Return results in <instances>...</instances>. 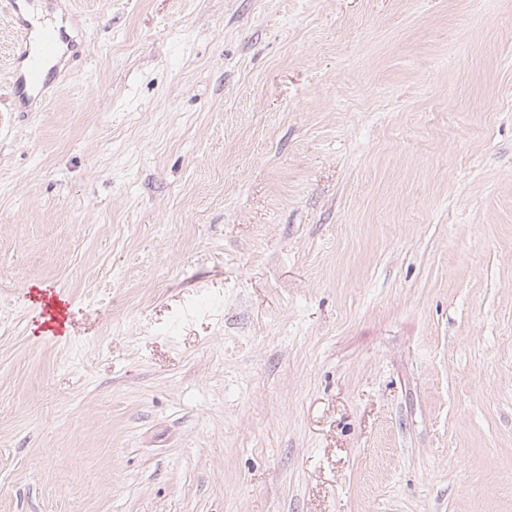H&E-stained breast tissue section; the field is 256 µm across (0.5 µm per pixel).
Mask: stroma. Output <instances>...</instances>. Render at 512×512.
<instances>
[{"label":"stroma","instance_id":"35a3bbf8","mask_svg":"<svg viewBox=\"0 0 512 512\" xmlns=\"http://www.w3.org/2000/svg\"><path fill=\"white\" fill-rule=\"evenodd\" d=\"M43 4L0 512H512V0Z\"/></svg>","mask_w":512,"mask_h":512}]
</instances>
